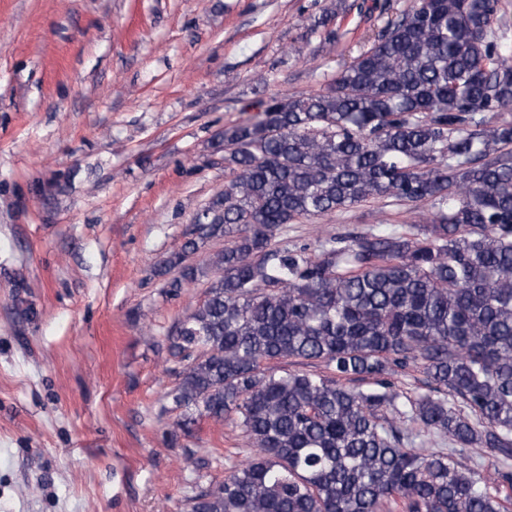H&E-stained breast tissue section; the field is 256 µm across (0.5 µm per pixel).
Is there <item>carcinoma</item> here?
<instances>
[{
    "label": "carcinoma",
    "instance_id": "1",
    "mask_svg": "<svg viewBox=\"0 0 512 512\" xmlns=\"http://www.w3.org/2000/svg\"><path fill=\"white\" fill-rule=\"evenodd\" d=\"M499 0H418L327 88L218 134L224 189L165 261L210 276L168 336L185 433L230 421L244 459L187 512H506L512 489V45ZM428 204L278 245L301 218ZM224 249L187 262L200 244ZM295 364L297 370L278 368ZM418 368L426 392L394 375ZM494 458L487 472L473 450Z\"/></svg>",
    "mask_w": 512,
    "mask_h": 512
}]
</instances>
